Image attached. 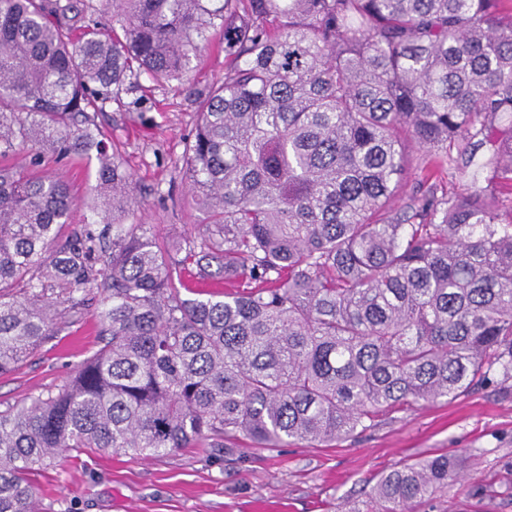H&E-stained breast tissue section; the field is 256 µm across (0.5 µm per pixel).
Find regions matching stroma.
<instances>
[{"mask_svg": "<svg viewBox=\"0 0 512 512\" xmlns=\"http://www.w3.org/2000/svg\"><path fill=\"white\" fill-rule=\"evenodd\" d=\"M224 68L223 49L203 43L184 83L139 77L122 104L105 105L98 117L132 176L135 220L150 225L161 245L205 229L183 175V152L196 122L195 94L222 80ZM57 171L80 201L71 216L80 226L95 165L76 159ZM98 344L94 307L79 320L61 319L55 336L0 375V410L55 391ZM436 455L453 460L461 478L418 512H512V379L381 416L358 438L330 445L264 449L244 441L230 455L196 447L155 458L91 452L58 457L28 481L40 512H364L381 475Z\"/></svg>", "mask_w": 512, "mask_h": 512, "instance_id": "stroma-1", "label": "stroma"}]
</instances>
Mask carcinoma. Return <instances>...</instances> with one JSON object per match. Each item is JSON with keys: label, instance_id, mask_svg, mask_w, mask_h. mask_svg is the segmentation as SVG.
<instances>
[{"label": "carcinoma", "instance_id": "1", "mask_svg": "<svg viewBox=\"0 0 512 512\" xmlns=\"http://www.w3.org/2000/svg\"><path fill=\"white\" fill-rule=\"evenodd\" d=\"M0 0V375L97 297L102 346L0 411V512L64 452L158 456L355 438L377 417L512 378V0ZM212 29L186 179L206 228L168 251L126 224L131 176L97 112L130 76L180 82ZM494 142L488 156L478 154ZM481 190L431 184L398 212L408 145ZM46 153L95 158L104 220ZM224 282V291L190 290ZM439 455L382 475L366 512H415ZM489 172L473 176V170L459 166L451 165L441 174V184L448 190V195L454 193L474 191L486 185L485 178ZM477 178V179H476Z\"/></svg>", "mask_w": 512, "mask_h": 512}]
</instances>
